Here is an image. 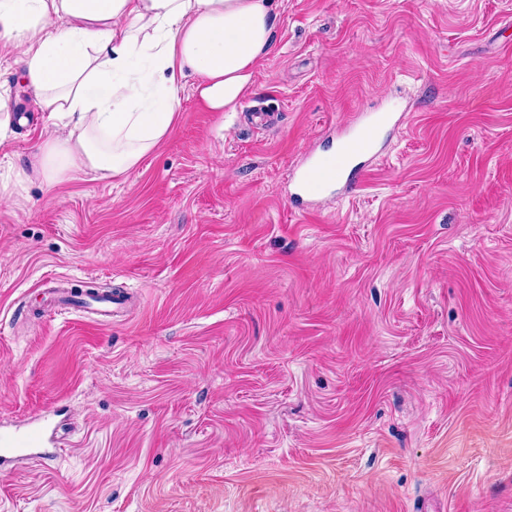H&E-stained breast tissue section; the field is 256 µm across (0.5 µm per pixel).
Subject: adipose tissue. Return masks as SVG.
Segmentation results:
<instances>
[{
    "label": "adipose tissue",
    "mask_w": 512,
    "mask_h": 512,
    "mask_svg": "<svg viewBox=\"0 0 512 512\" xmlns=\"http://www.w3.org/2000/svg\"><path fill=\"white\" fill-rule=\"evenodd\" d=\"M275 18L274 0H0V46L54 129L33 174L51 187L74 168L135 169L170 135L189 74L208 111L233 109Z\"/></svg>",
    "instance_id": "ef3b65f1"
}]
</instances>
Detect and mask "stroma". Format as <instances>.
Returning a JSON list of instances; mask_svg holds the SVG:
<instances>
[{
  "instance_id": "1",
  "label": "stroma",
  "mask_w": 512,
  "mask_h": 512,
  "mask_svg": "<svg viewBox=\"0 0 512 512\" xmlns=\"http://www.w3.org/2000/svg\"><path fill=\"white\" fill-rule=\"evenodd\" d=\"M275 4L235 111L181 79L114 179H26L49 131L0 51V424L61 422L0 512H512V0ZM380 110L360 186L297 212ZM56 276L127 315L47 311Z\"/></svg>"
}]
</instances>
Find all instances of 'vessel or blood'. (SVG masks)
Segmentation results:
<instances>
[{
	"instance_id": "1",
	"label": "vessel or blood",
	"mask_w": 512,
	"mask_h": 512,
	"mask_svg": "<svg viewBox=\"0 0 512 512\" xmlns=\"http://www.w3.org/2000/svg\"><path fill=\"white\" fill-rule=\"evenodd\" d=\"M396 123L395 113H374L366 123L342 139L335 153L311 158L298 175L300 192L310 198H321L337 187L346 193L353 191L365 171L364 157L376 146L378 132ZM125 307L126 299L122 296H95L78 302L82 316L100 325L123 316ZM55 442L56 429L46 417L15 430L0 428V469L15 462L45 458Z\"/></svg>"
}]
</instances>
